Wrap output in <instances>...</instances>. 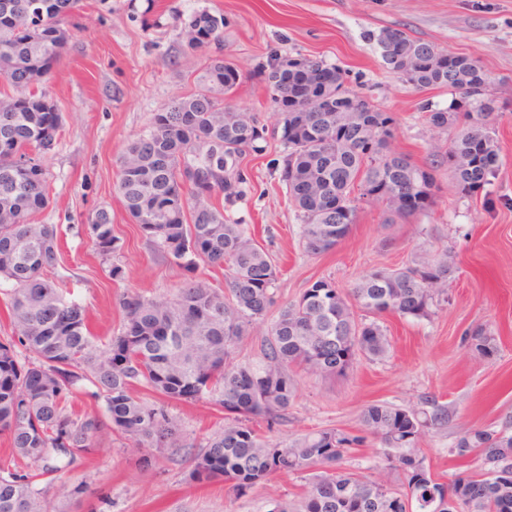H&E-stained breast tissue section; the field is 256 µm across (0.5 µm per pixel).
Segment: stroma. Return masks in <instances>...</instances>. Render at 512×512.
<instances>
[{"label": "stroma", "instance_id": "stroma-1", "mask_svg": "<svg viewBox=\"0 0 512 512\" xmlns=\"http://www.w3.org/2000/svg\"><path fill=\"white\" fill-rule=\"evenodd\" d=\"M202 9L223 14L226 24L219 40L192 50L183 32ZM63 28L67 44L44 86L63 125L54 148L42 157L51 203L35 221L56 225L57 271L70 299L85 306L93 335L106 338L118 331L126 292L170 297L186 277L179 266L159 259L125 211L115 191L118 158L128 141L148 129L155 112L195 90L206 60L224 57L240 73L227 103L253 114L264 137L239 162L240 195L216 198L215 204L231 223L248 225L272 257L279 304L296 300L319 279L348 290L373 270L402 267L425 251L447 249L456 267L429 318L380 317L392 344L386 357L358 359L342 377L297 373L287 422L270 427L257 418L254 427L277 442L320 429L353 431L367 404L409 409L433 396L456 413L447 427L426 431L421 446L438 482L451 481L465 465L448 453L457 438L512 417V0H81ZM386 28L471 56L483 67L498 107L491 125L501 147L489 185L463 196L453 188L447 166H432L433 145L448 146L454 131L431 127L426 110L448 107L455 94L420 90L391 73L376 42ZM275 54L340 68L348 88L394 114L393 146L431 168L434 202L389 227L383 204L361 203L336 247L308 254L302 222L275 165L285 148L263 72ZM100 208L111 213L120 246L111 262L122 269L117 278L109 276V264L85 232L89 216ZM477 326L496 339L492 358H474L463 342ZM171 410L191 441L224 422L223 412L204 402L175 403ZM148 455L132 442L101 435L66 483L51 489L53 507L92 512L106 497V512H269L274 502L298 501L300 480L292 474H271L238 497L221 481L188 484L185 460L161 459L143 468ZM81 482L93 494L78 504L70 490Z\"/></svg>", "mask_w": 512, "mask_h": 512}]
</instances>
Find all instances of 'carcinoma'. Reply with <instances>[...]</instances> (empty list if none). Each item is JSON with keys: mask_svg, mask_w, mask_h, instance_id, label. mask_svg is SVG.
Here are the masks:
<instances>
[{"mask_svg": "<svg viewBox=\"0 0 512 512\" xmlns=\"http://www.w3.org/2000/svg\"><path fill=\"white\" fill-rule=\"evenodd\" d=\"M80 0H0V77L22 94L0 100V276L11 281L5 307L11 335L0 340V432L8 435L16 468L0 474V512H49L47 493L66 482L74 463L94 447L104 430L150 448L170 460H190L186 480L204 484L222 479L244 495L273 472L307 473L299 502H275L268 512H434L436 500L454 497L460 512H512V433L477 428L465 432L449 454L457 460L479 456L483 466L465 470L448 486L436 482L419 448L425 431L448 425L455 409L434 398L404 409L370 403L356 435L322 429L288 443L273 442L252 425L288 421L297 389L295 373L325 377L347 374L359 356L381 359L390 349L383 327L359 319L356 310L428 318L452 273L448 251L419 254L411 265L380 268L348 292L317 280L282 307L266 333L258 360L234 361V351L253 324L276 304V267L242 224L224 221L212 203L239 195L241 156L260 140L254 117L224 111L220 96L237 82L231 64L211 58L197 77L198 88L154 114L149 129L128 142L120 157L116 192L132 221L167 261L192 275L198 262L224 268L222 290L187 278L171 298L138 292L121 299L119 333L98 344L86 309L63 296L51 276L58 265L56 228L32 224V215L50 203L41 158L51 150L62 115L45 92L30 88L47 82L62 56L66 36L60 23ZM224 16L202 10L190 26L220 37ZM390 42L397 59L384 60L391 73L417 89L448 88L460 97L446 109L426 113L438 129L460 127L445 152L453 186L472 193L490 182L500 145L488 127L496 110L488 94L470 97L467 87L487 75L478 61L457 56L448 67L444 51L386 29L378 45ZM313 73L334 75L336 85L312 86L316 95L340 89L342 71L308 59ZM273 104L288 100L290 89L269 68ZM286 148L280 180L303 223L305 251L322 254L335 247L355 223L358 204H385L392 219L424 210L435 197L431 170L396 151V118L388 112L281 113ZM195 169V182L179 178ZM343 206L333 207L337 199ZM93 246L108 263L118 250L112 215L100 208L90 217ZM471 355L488 358L494 337L476 328L465 337ZM85 383L86 395L103 400L105 418L80 414L70 397ZM162 399L205 400L227 412L220 430L201 450L182 440L176 418L164 406L135 394L136 388ZM372 439L386 466L400 472L405 490L372 481L343 467L349 449Z\"/></svg>", "mask_w": 512, "mask_h": 512, "instance_id": "1", "label": "carcinoma"}]
</instances>
